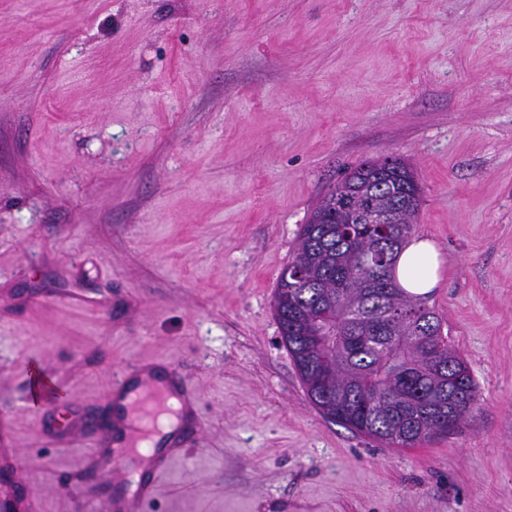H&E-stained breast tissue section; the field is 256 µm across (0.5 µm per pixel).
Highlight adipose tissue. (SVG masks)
Instances as JSON below:
<instances>
[{"mask_svg":"<svg viewBox=\"0 0 512 512\" xmlns=\"http://www.w3.org/2000/svg\"><path fill=\"white\" fill-rule=\"evenodd\" d=\"M393 275L408 294L429 293L440 276V251L436 244L426 238L412 239L400 252Z\"/></svg>","mask_w":512,"mask_h":512,"instance_id":"1","label":"adipose tissue"}]
</instances>
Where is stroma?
<instances>
[{
  "mask_svg": "<svg viewBox=\"0 0 512 512\" xmlns=\"http://www.w3.org/2000/svg\"><path fill=\"white\" fill-rule=\"evenodd\" d=\"M385 157L478 386L415 453L319 414L272 308L300 226ZM140 359L198 396L146 512H512V0H0V446L42 512H112L89 420ZM26 367L66 393L39 416Z\"/></svg>",
  "mask_w": 512,
  "mask_h": 512,
  "instance_id": "obj_1",
  "label": "stroma"
}]
</instances>
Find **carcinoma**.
Here are the masks:
<instances>
[{"instance_id": "obj_1", "label": "carcinoma", "mask_w": 512, "mask_h": 512, "mask_svg": "<svg viewBox=\"0 0 512 512\" xmlns=\"http://www.w3.org/2000/svg\"><path fill=\"white\" fill-rule=\"evenodd\" d=\"M420 208L399 158L347 172L302 225L273 297L281 343L326 418L389 448H415L459 427L477 401L441 319L405 293L391 267ZM387 209L394 223L367 224Z\"/></svg>"}]
</instances>
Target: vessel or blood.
I'll use <instances>...</instances> for the list:
<instances>
[{"label": "vessel or blood", "instance_id": "vessel-or-blood-1", "mask_svg": "<svg viewBox=\"0 0 512 512\" xmlns=\"http://www.w3.org/2000/svg\"><path fill=\"white\" fill-rule=\"evenodd\" d=\"M156 363L145 360L130 365L113 384V396L126 414L96 441L99 461L132 466L133 489L112 502L113 512H144L157 496L174 462L186 452L189 433L184 423L196 394L177 377L162 378ZM32 398L29 411L52 402L59 384L41 373L29 375Z\"/></svg>", "mask_w": 512, "mask_h": 512}]
</instances>
